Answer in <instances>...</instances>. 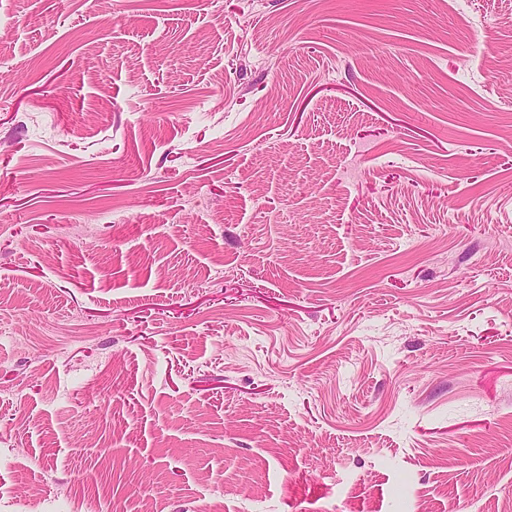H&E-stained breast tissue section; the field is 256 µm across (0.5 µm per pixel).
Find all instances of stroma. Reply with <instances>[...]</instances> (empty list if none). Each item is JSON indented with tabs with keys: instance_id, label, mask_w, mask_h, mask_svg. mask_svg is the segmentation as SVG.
<instances>
[{
	"instance_id": "obj_1",
	"label": "stroma",
	"mask_w": 512,
	"mask_h": 512,
	"mask_svg": "<svg viewBox=\"0 0 512 512\" xmlns=\"http://www.w3.org/2000/svg\"><path fill=\"white\" fill-rule=\"evenodd\" d=\"M0 29V512H503L512 0Z\"/></svg>"
}]
</instances>
